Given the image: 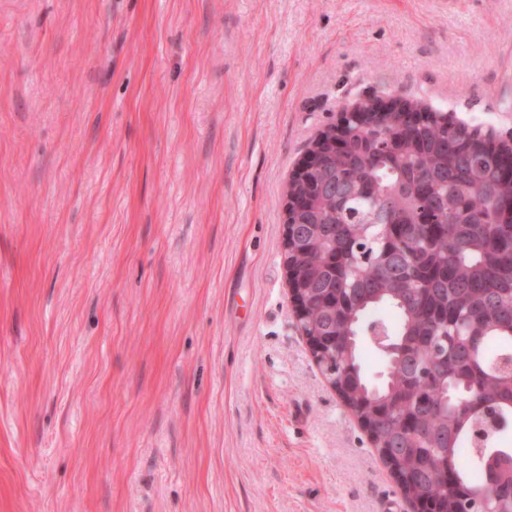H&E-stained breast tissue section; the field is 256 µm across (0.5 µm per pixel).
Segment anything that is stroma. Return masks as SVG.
<instances>
[{
  "instance_id": "obj_1",
  "label": "stroma",
  "mask_w": 512,
  "mask_h": 512,
  "mask_svg": "<svg viewBox=\"0 0 512 512\" xmlns=\"http://www.w3.org/2000/svg\"><path fill=\"white\" fill-rule=\"evenodd\" d=\"M512 137V0H0V512H409L288 298L363 96ZM393 102L397 103V102H399V99L390 98V99L385 100L382 98H378L377 96H372V97H368L364 100L357 102L351 108L343 109L338 114L336 123L334 125H332L333 128H335V129L337 128V130H335V135L337 136V138H335L332 143L333 149L336 150L342 146V143L340 140L342 138L341 131L345 125V120L347 117H350L352 114L363 113V112H359V111L362 110L365 106H376L377 108L384 110V109L390 107L391 103H393Z\"/></svg>"
}]
</instances>
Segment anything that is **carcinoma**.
Segmentation results:
<instances>
[{"label":"carcinoma","instance_id":"cac0c4a2","mask_svg":"<svg viewBox=\"0 0 512 512\" xmlns=\"http://www.w3.org/2000/svg\"><path fill=\"white\" fill-rule=\"evenodd\" d=\"M405 103L369 122H348L341 151L320 143L324 164L312 175L313 192L288 187L299 204L296 219L320 229L304 259L310 322L316 327L327 316L318 293L327 286L336 290V310L352 314L337 322L338 336L358 335L370 312H393L394 322L383 326L412 353L421 378L417 386L402 374L392 380L405 394L377 434L401 447L403 471L431 469L424 483L407 482V492L441 498L448 512H480L479 500L441 478L448 463L460 490L497 475L491 506L507 512L512 450L489 440L477 447L471 422L445 399L475 383L482 400L512 422V374L500 364L512 356V150L492 148L467 126L441 118L416 126L409 113L424 106ZM387 224L420 231L400 246L413 257L397 275L378 259ZM330 359L356 368L336 376L350 392L366 401L388 393L367 382L358 344L336 346Z\"/></svg>","mask_w":512,"mask_h":512}]
</instances>
